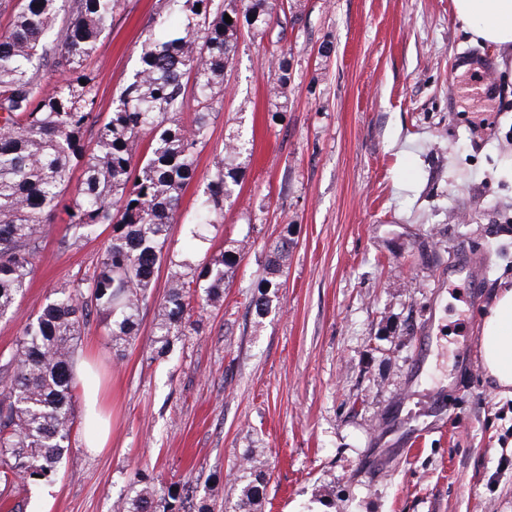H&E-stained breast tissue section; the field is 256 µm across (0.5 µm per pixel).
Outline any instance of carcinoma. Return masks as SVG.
Here are the masks:
<instances>
[{
    "mask_svg": "<svg viewBox=\"0 0 512 512\" xmlns=\"http://www.w3.org/2000/svg\"><path fill=\"white\" fill-rule=\"evenodd\" d=\"M201 8H196V5ZM119 0H17L9 31L0 35V318L13 313L31 278L49 219L65 190L69 167L83 180L70 199L74 245L100 224L112 235L91 276L56 290L24 323L15 348L0 360V498L8 502L28 482L51 477L72 449L77 388V340L88 317L99 318L118 346L138 336L140 311L151 299L163 262L173 271L153 322L152 345L165 355L192 327L193 311L215 302L243 247L195 264L176 261L167 248L185 188L197 178L196 151L208 142L217 97L239 40L262 37L273 24L277 0H168L179 15L178 33L149 36L138 69L100 123L97 75L85 62L112 28ZM229 15L231 23L224 21ZM67 77L51 81L55 73ZM195 102L191 126L181 114L185 77ZM272 87L288 98V59H276ZM96 129V147L84 134ZM150 140L140 150L142 137ZM245 142H224L196 213L193 237L222 223L224 201L241 183ZM292 241L269 246L263 287L254 300L264 315L278 301V279L288 268ZM204 293L197 294V289ZM254 482L245 486L238 512H256L260 456L247 459ZM135 494L115 512H187L193 487L165 492L137 480Z\"/></svg>",
    "mask_w": 512,
    "mask_h": 512,
    "instance_id": "1",
    "label": "carcinoma"
}]
</instances>
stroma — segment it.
I'll return each instance as SVG.
<instances>
[{"instance_id":"obj_1","label":"stroma","mask_w":512,"mask_h":512,"mask_svg":"<svg viewBox=\"0 0 512 512\" xmlns=\"http://www.w3.org/2000/svg\"><path fill=\"white\" fill-rule=\"evenodd\" d=\"M164 0H120L89 61L101 112L138 64ZM288 51V108L273 117L267 63ZM251 153L205 241L187 219L225 140ZM512 51L472 41L452 0H283L270 32L240 40L172 224L175 258L243 246L224 295L164 358L155 307L113 346L96 318L82 386L112 410L109 448L74 396L76 444L23 512H113L136 471L191 481L195 502L235 512L263 452L261 512H512V396L479 356L482 318L512 279ZM112 232L65 247L58 209L0 354L54 290L92 274ZM293 249L265 316L249 307L268 247Z\"/></svg>"}]
</instances>
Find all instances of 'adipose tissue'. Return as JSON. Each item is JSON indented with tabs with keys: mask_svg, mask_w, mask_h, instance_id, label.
I'll list each match as a JSON object with an SVG mask.
<instances>
[{
	"mask_svg": "<svg viewBox=\"0 0 512 512\" xmlns=\"http://www.w3.org/2000/svg\"><path fill=\"white\" fill-rule=\"evenodd\" d=\"M474 41L512 47V0H453ZM482 367L502 393L512 392V286L499 289L481 325Z\"/></svg>",
	"mask_w": 512,
	"mask_h": 512,
	"instance_id": "ef3b65f1",
	"label": "adipose tissue"
}]
</instances>
